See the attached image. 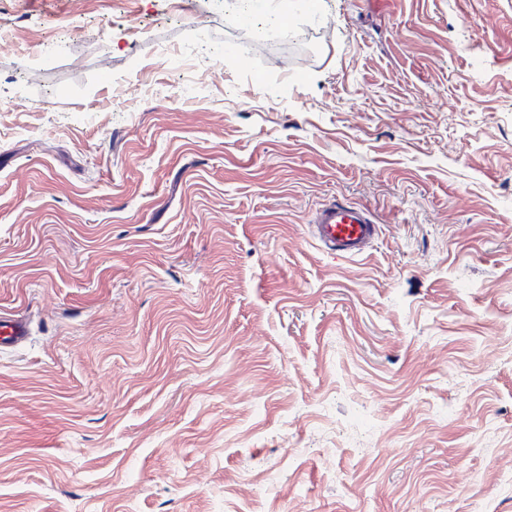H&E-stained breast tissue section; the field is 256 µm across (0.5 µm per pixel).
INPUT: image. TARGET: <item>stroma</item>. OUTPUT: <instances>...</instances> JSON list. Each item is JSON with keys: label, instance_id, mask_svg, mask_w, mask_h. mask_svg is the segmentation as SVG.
Wrapping results in <instances>:
<instances>
[{"label": "stroma", "instance_id": "1", "mask_svg": "<svg viewBox=\"0 0 512 512\" xmlns=\"http://www.w3.org/2000/svg\"><path fill=\"white\" fill-rule=\"evenodd\" d=\"M1 314L0 512H512V0H0ZM310 230L324 252L347 258L362 256L378 235L366 211L338 201L316 211ZM26 336H28L26 320L20 317H0V346H17Z\"/></svg>", "mask_w": 512, "mask_h": 512}]
</instances>
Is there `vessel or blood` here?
Here are the masks:
<instances>
[{
  "instance_id": "b4317fda",
  "label": "vessel or blood",
  "mask_w": 512,
  "mask_h": 512,
  "mask_svg": "<svg viewBox=\"0 0 512 512\" xmlns=\"http://www.w3.org/2000/svg\"><path fill=\"white\" fill-rule=\"evenodd\" d=\"M310 230L324 252L347 258L362 256L378 235V226L366 211L338 201L316 211ZM27 334L26 320L0 317V346L19 345Z\"/></svg>"
}]
</instances>
